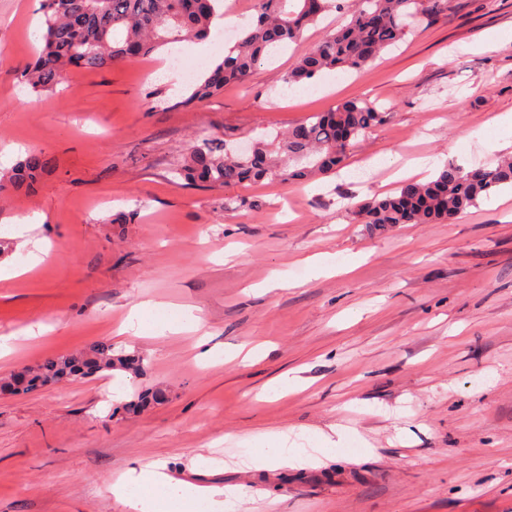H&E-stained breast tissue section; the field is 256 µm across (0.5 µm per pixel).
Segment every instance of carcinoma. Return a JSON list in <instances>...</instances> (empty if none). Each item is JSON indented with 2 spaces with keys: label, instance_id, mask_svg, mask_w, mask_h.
<instances>
[{
  "label": "carcinoma",
  "instance_id": "1",
  "mask_svg": "<svg viewBox=\"0 0 512 512\" xmlns=\"http://www.w3.org/2000/svg\"><path fill=\"white\" fill-rule=\"evenodd\" d=\"M223 0H41L44 16L41 45L33 60L17 67L20 81L36 92L55 90L75 70L102 69L118 62L151 57L158 49L210 33L216 6ZM451 0H253L255 20L237 35L221 61L212 64L183 105L200 103L232 83H243L260 64L291 42L300 40L332 11L346 23L330 32L284 77L288 87L303 86L325 71L361 73L386 49L404 41L423 25L448 12ZM390 113L359 98L319 112L245 149L205 130L196 132L188 155L177 169L183 180L223 189L263 181L308 184L338 173L347 152ZM46 165L31 153L12 172L8 186L33 183ZM512 187V156L466 170L443 166L426 182L401 183L396 191L350 204L352 219L376 230L398 224H440L504 187ZM143 359L97 342L80 351L59 353L33 368L24 367L0 381V389L27 382L34 391L62 380L102 371L137 376ZM163 391L137 393L127 408L143 411L160 403Z\"/></svg>",
  "mask_w": 512,
  "mask_h": 512
}]
</instances>
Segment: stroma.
I'll return each mask as SVG.
<instances>
[{
  "label": "stroma",
  "instance_id": "35a3bbf8",
  "mask_svg": "<svg viewBox=\"0 0 512 512\" xmlns=\"http://www.w3.org/2000/svg\"><path fill=\"white\" fill-rule=\"evenodd\" d=\"M40 0H0V173L29 153L49 159L35 188L0 193V378L46 357L109 341L145 370L0 391V512H129L112 484L163 462L173 480L239 485V512H512V190L454 221L378 234L349 203L392 193L390 170L426 156L475 167L494 160V117L512 111V0H451L446 15L365 72L283 78L330 30L331 13L242 84L182 106L224 55L181 43L150 59L78 70L34 94L16 68L39 46ZM503 40L478 44L492 31ZM361 98L391 114L308 185L212 190L175 174L197 128L243 141ZM252 205L224 208L228 197ZM38 223H29V216ZM352 265L311 275L307 258ZM279 287H271L272 279ZM190 308L208 334H122L128 309ZM39 329L36 337L27 328ZM165 389L138 414V386ZM336 434L314 465L238 464L252 436Z\"/></svg>",
  "mask_w": 512,
  "mask_h": 512
}]
</instances>
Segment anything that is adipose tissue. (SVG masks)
Instances as JSON below:
<instances>
[{
  "instance_id": "1",
  "label": "adipose tissue",
  "mask_w": 512,
  "mask_h": 512,
  "mask_svg": "<svg viewBox=\"0 0 512 512\" xmlns=\"http://www.w3.org/2000/svg\"><path fill=\"white\" fill-rule=\"evenodd\" d=\"M113 494L130 512H236L237 489L175 484L160 464L129 469L112 486Z\"/></svg>"
}]
</instances>
